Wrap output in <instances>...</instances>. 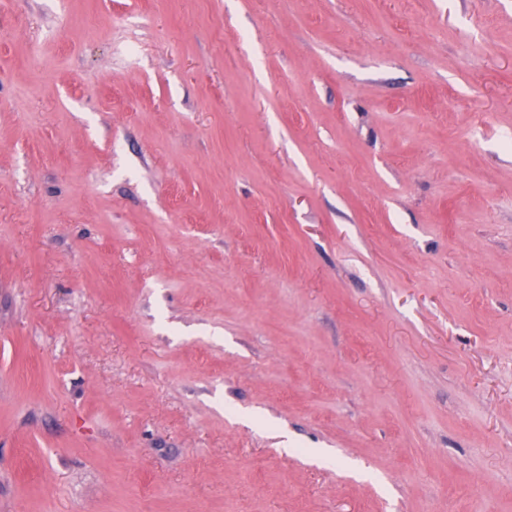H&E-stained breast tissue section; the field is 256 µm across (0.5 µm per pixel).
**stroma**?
I'll return each instance as SVG.
<instances>
[{"label":"stroma","instance_id":"obj_1","mask_svg":"<svg viewBox=\"0 0 512 512\" xmlns=\"http://www.w3.org/2000/svg\"><path fill=\"white\" fill-rule=\"evenodd\" d=\"M0 512H512V0H0Z\"/></svg>","mask_w":512,"mask_h":512}]
</instances>
